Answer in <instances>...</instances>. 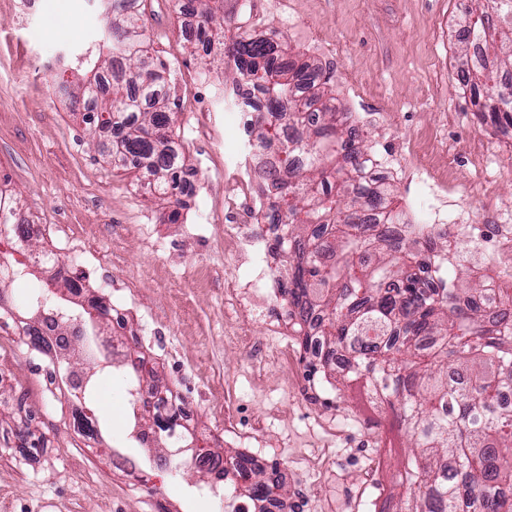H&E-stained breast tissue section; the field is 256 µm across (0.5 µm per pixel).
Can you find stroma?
I'll return each mask as SVG.
<instances>
[{
    "mask_svg": "<svg viewBox=\"0 0 512 512\" xmlns=\"http://www.w3.org/2000/svg\"><path fill=\"white\" fill-rule=\"evenodd\" d=\"M184 0H145L148 34L172 71L178 104L175 130L192 189L182 217L162 219L163 201L149 197L136 168L115 170L99 151L109 133L96 131L88 112L56 90L59 56L98 36L103 19L95 0H0V188L20 198L28 221L49 228L34 240L76 249L95 291L126 309L147 357L169 389L196 409V424L211 433L213 452H243L224 436V405L234 404L243 431L255 432L256 452L279 464L286 478L288 512L301 510L306 485L321 486L336 512L387 496L408 436L391 411L362 394L323 385L321 400L305 397L306 362L296 359L295 380L281 387L267 376L255 387L259 364L273 341L243 309L235 318L254 347L224 343V220L213 212L224 197V170L245 155L227 142L238 110L224 101V66L190 55L184 38L193 18ZM243 31L277 32L284 52L330 76L343 110L367 122V147L380 160L423 162L446 197L468 199L480 228L512 215V161L502 155L476 162L478 140L491 125L475 116L471 92L457 81L464 14L455 0H252L238 14ZM203 114L212 134L200 138L187 122ZM204 278H197L199 268ZM0 363L10 372L0 384V497L6 512H222L221 501L200 499L209 474L194 469L187 451H172L169 465L144 457L129 437L122 366L102 374L90 402L99 447L126 455L153 476L162 495L139 492L120 472L103 479L76 469L82 455L62 418L59 397L43 395L46 363L15 337L0 338ZM310 448H331L329 467L299 472L292 460ZM387 460L367 474L376 453Z\"/></svg>",
    "mask_w": 512,
    "mask_h": 512,
    "instance_id": "stroma-1",
    "label": "stroma"
}]
</instances>
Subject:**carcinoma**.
<instances>
[{
  "mask_svg": "<svg viewBox=\"0 0 512 512\" xmlns=\"http://www.w3.org/2000/svg\"><path fill=\"white\" fill-rule=\"evenodd\" d=\"M200 2L198 43L224 62L241 102H259L257 137L281 155L257 177L273 253L292 257L288 317L305 323L315 316L328 348L324 359L308 362L309 374L333 376L339 391L363 382L399 417L410 445L394 474L409 491L398 512H512V411L498 404L499 391L512 386V271L476 261L462 283L461 239L420 226L404 246L377 232L375 225L405 218L392 206V183L372 168L375 155L356 142L352 113L338 110L316 71L283 60L276 32L226 40L235 20L224 0ZM104 25L112 36L77 57L76 70L90 78L70 97L111 134L109 164L132 162L147 193L168 200L164 221L175 224L187 182L167 65L149 51L142 0H112ZM488 28L486 12L460 29V42ZM495 74L469 57L457 67L490 123L512 126V111L501 112L489 93ZM432 262L440 277L424 288L416 268ZM27 307L30 317L53 308L55 330L81 317L50 293H35ZM238 476L239 491L256 503L282 496L275 464Z\"/></svg>",
  "mask_w": 512,
  "mask_h": 512,
  "instance_id": "1",
  "label": "carcinoma"
}]
</instances>
